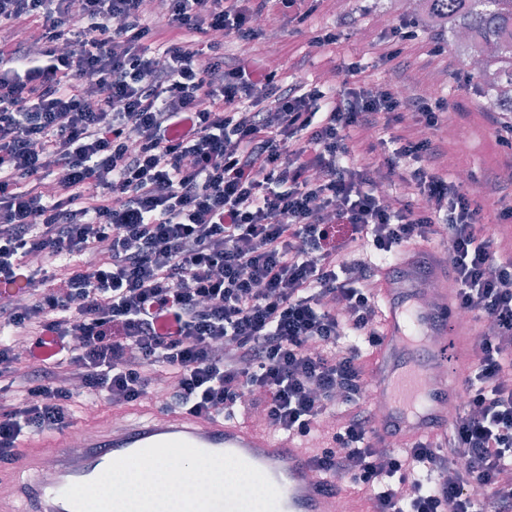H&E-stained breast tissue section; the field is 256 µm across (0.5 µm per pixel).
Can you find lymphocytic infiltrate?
Listing matches in <instances>:
<instances>
[{
  "label": "lymphocytic infiltrate",
  "mask_w": 512,
  "mask_h": 512,
  "mask_svg": "<svg viewBox=\"0 0 512 512\" xmlns=\"http://www.w3.org/2000/svg\"><path fill=\"white\" fill-rule=\"evenodd\" d=\"M268 3L0 0V285L30 286L0 300V462L82 396L122 409L165 385V411L275 435L331 419L307 460L360 512H512V252L481 204L512 187L446 169L443 98L280 82L255 47ZM435 234L481 326L466 401L446 436L383 455L348 342L381 346L380 285L348 257L424 268Z\"/></svg>",
  "instance_id": "obj_1"
}]
</instances>
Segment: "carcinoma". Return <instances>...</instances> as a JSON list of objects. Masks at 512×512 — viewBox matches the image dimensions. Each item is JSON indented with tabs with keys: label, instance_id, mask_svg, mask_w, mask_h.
I'll use <instances>...</instances> for the list:
<instances>
[{
	"label": "carcinoma",
	"instance_id": "obj_1",
	"mask_svg": "<svg viewBox=\"0 0 512 512\" xmlns=\"http://www.w3.org/2000/svg\"><path fill=\"white\" fill-rule=\"evenodd\" d=\"M430 24H444L455 39L468 40L483 56L472 78L484 106L512 112V0H419Z\"/></svg>",
	"mask_w": 512,
	"mask_h": 512
}]
</instances>
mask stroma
Returning a JSON list of instances; mask_svg holds the SVG:
<instances>
[{
  "mask_svg": "<svg viewBox=\"0 0 512 512\" xmlns=\"http://www.w3.org/2000/svg\"><path fill=\"white\" fill-rule=\"evenodd\" d=\"M395 0H317L314 13L305 21H291L277 7H270L260 21L262 39L278 76L288 83L299 77L314 80L330 75L334 65L348 62L360 81L407 84L411 92L447 100L455 131L447 139L454 167L484 180L488 173H512V150L492 144L495 114L485 112L475 83L459 81L454 74V45L445 31L419 26L418 37L404 42L402 55L410 60L407 70L377 63L372 42L402 21ZM337 31L336 43L320 47L317 35ZM444 51L430 55L432 45Z\"/></svg>",
  "mask_w": 512,
  "mask_h": 512,
  "instance_id": "1",
  "label": "stroma"
}]
</instances>
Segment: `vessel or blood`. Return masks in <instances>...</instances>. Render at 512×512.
I'll return each mask as SVG.
<instances>
[{
  "label": "vessel or blood",
  "instance_id": "vessel-or-blood-1",
  "mask_svg": "<svg viewBox=\"0 0 512 512\" xmlns=\"http://www.w3.org/2000/svg\"><path fill=\"white\" fill-rule=\"evenodd\" d=\"M401 277L383 288L385 341L377 355L371 390L388 410L378 434L403 444L446 433L461 385L451 379L462 360L463 329L451 318L452 295L434 287L439 268L400 264ZM182 440L212 453H231L262 471L280 491L279 512H334L335 499L322 490L304 448L288 436L258 430L222 416L170 412L155 420L98 425L82 455L71 454L65 435L46 458L42 438L11 465L13 478L0 490V512H72L63 491L91 481L114 460L155 443Z\"/></svg>",
  "mask_w": 512,
  "mask_h": 512
}]
</instances>
